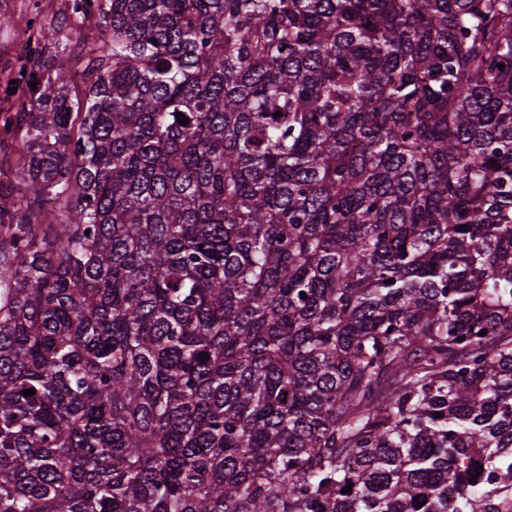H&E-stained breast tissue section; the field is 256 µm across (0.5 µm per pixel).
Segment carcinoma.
I'll return each mask as SVG.
<instances>
[{
  "instance_id": "carcinoma-1",
  "label": "carcinoma",
  "mask_w": 512,
  "mask_h": 512,
  "mask_svg": "<svg viewBox=\"0 0 512 512\" xmlns=\"http://www.w3.org/2000/svg\"><path fill=\"white\" fill-rule=\"evenodd\" d=\"M72 11L83 111L30 35L0 129V512H512V0Z\"/></svg>"
}]
</instances>
